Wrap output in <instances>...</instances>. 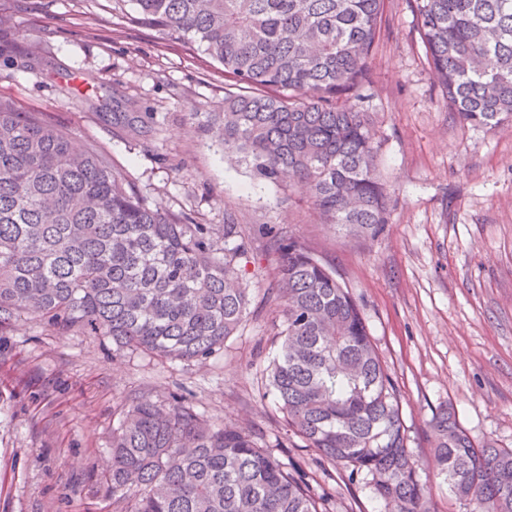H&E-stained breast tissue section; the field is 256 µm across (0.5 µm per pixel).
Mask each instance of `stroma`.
Here are the masks:
<instances>
[{
	"mask_svg": "<svg viewBox=\"0 0 512 512\" xmlns=\"http://www.w3.org/2000/svg\"><path fill=\"white\" fill-rule=\"evenodd\" d=\"M0 97L44 112L75 147L96 142L151 205L253 239L250 313L203 363L116 353L111 338L60 334L36 318L0 330V512H113L104 476L129 397L183 396L215 421L286 437L279 456L334 491L333 512H384L366 481L317 462L286 434L263 375L277 347L264 305L274 287L265 226L321 254L349 288L401 395L408 446L431 512H461L439 475L427 423L450 405L471 440L512 448V125L475 127L443 101L407 0H385L366 106L394 207L377 238L281 210L273 185L226 160L196 112L224 109V73L196 45L134 23L133 0H0ZM153 115L145 145L114 136L97 111L113 94Z\"/></svg>",
	"mask_w": 512,
	"mask_h": 512,
	"instance_id": "35a3bbf8",
	"label": "stroma"
}]
</instances>
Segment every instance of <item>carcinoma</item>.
Here are the masks:
<instances>
[{"mask_svg":"<svg viewBox=\"0 0 512 512\" xmlns=\"http://www.w3.org/2000/svg\"><path fill=\"white\" fill-rule=\"evenodd\" d=\"M135 23L195 43L224 68V111L205 131L251 176L306 195L313 216L378 235L391 196L364 103L384 0H134ZM435 85L473 126L512 124V0H409ZM112 130L148 143L145 112ZM252 251L237 216L221 234L152 207L95 142L0 98V329L25 315L61 332L108 336L119 351L204 362L224 350L251 302ZM267 296L281 342L266 371L288 430L365 477L385 512H430L407 445L400 394L336 270L293 237L271 236ZM112 427L106 484L117 512H331L236 423H213L173 395H140ZM429 442L466 512H512V449L475 445L448 406Z\"/></svg>","mask_w":512,"mask_h":512,"instance_id":"carcinoma-1","label":"carcinoma"}]
</instances>
